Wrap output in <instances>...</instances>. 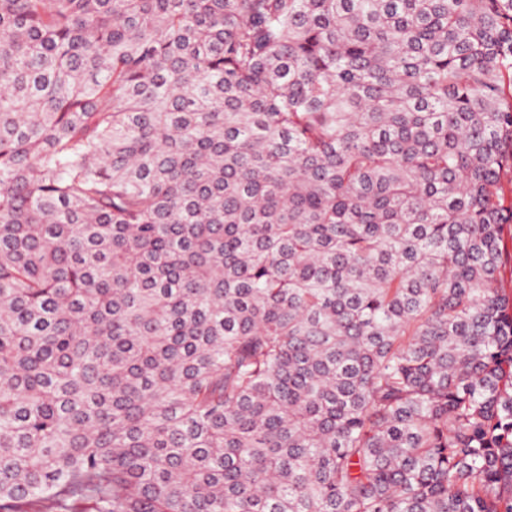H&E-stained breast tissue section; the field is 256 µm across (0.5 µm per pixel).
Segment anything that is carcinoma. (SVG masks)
<instances>
[{
  "label": "carcinoma",
  "instance_id": "cac0c4a2",
  "mask_svg": "<svg viewBox=\"0 0 512 512\" xmlns=\"http://www.w3.org/2000/svg\"><path fill=\"white\" fill-rule=\"evenodd\" d=\"M512 0H0V512H512Z\"/></svg>",
  "mask_w": 512,
  "mask_h": 512
}]
</instances>
